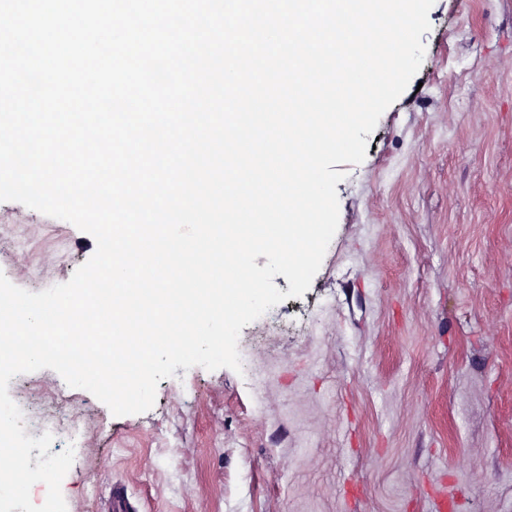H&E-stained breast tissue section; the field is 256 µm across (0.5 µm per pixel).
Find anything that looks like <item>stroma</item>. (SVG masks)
I'll list each match as a JSON object with an SVG mask.
<instances>
[{
  "instance_id": "obj_1",
  "label": "stroma",
  "mask_w": 512,
  "mask_h": 512,
  "mask_svg": "<svg viewBox=\"0 0 512 512\" xmlns=\"http://www.w3.org/2000/svg\"><path fill=\"white\" fill-rule=\"evenodd\" d=\"M423 62L338 164L302 297L244 326L241 371L177 368L114 416L54 370L13 377L28 436L79 438L67 512H512V0H435ZM96 241L0 202V272L39 292Z\"/></svg>"
}]
</instances>
